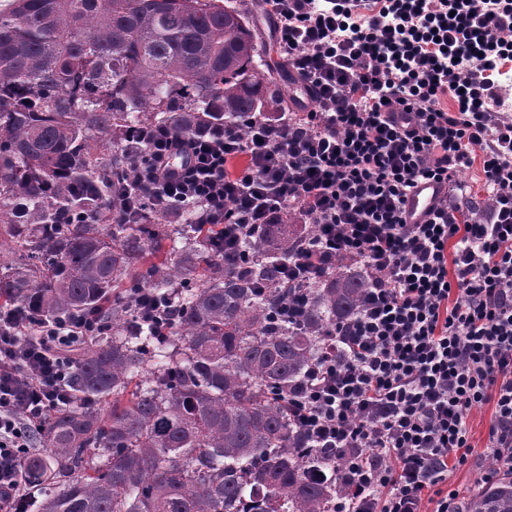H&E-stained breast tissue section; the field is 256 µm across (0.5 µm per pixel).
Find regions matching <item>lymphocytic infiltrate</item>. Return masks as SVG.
I'll return each instance as SVG.
<instances>
[{
	"mask_svg": "<svg viewBox=\"0 0 512 512\" xmlns=\"http://www.w3.org/2000/svg\"><path fill=\"white\" fill-rule=\"evenodd\" d=\"M263 2L314 110L244 131L142 130L124 217L146 199L190 201L229 251L292 214L315 227L281 264L295 287L360 262L365 302L326 337L289 415L339 453L336 512H463L438 485L468 462L473 408L493 404L486 451L512 469V118L492 109L512 68V0ZM475 161L485 197L466 209L456 176ZM427 180L442 196L405 223ZM98 319L0 335V512H32L22 462L47 413L72 403L73 350ZM439 188L432 181L419 183L407 196L404 211L408 224H421L429 218V211L439 196Z\"/></svg>",
	"mask_w": 512,
	"mask_h": 512,
	"instance_id": "lymphocytic-infiltrate-1",
	"label": "lymphocytic infiltrate"
}]
</instances>
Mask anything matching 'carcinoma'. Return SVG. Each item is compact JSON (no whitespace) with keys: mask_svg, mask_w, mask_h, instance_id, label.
I'll use <instances>...</instances> for the list:
<instances>
[{"mask_svg":"<svg viewBox=\"0 0 512 512\" xmlns=\"http://www.w3.org/2000/svg\"><path fill=\"white\" fill-rule=\"evenodd\" d=\"M242 11L218 0H6L0 4V306L55 320L96 310L78 358L80 403L55 410L23 470L42 512H331L332 452L311 447L288 394L369 280L339 258L300 316L280 261L313 227L267 224L219 255L195 205L119 214L144 127H246L288 95L255 62ZM174 302L158 342L135 306ZM466 512H512V476Z\"/></svg>","mask_w":512,"mask_h":512,"instance_id":"obj_1","label":"carcinoma"}]
</instances>
